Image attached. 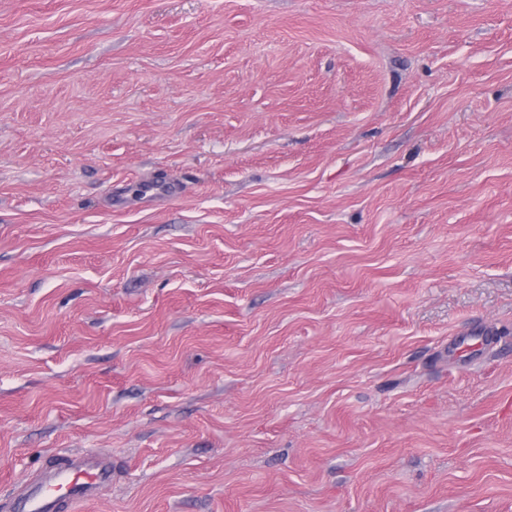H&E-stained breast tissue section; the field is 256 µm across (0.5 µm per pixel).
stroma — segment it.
<instances>
[{"label": "stroma", "instance_id": "obj_1", "mask_svg": "<svg viewBox=\"0 0 512 512\" xmlns=\"http://www.w3.org/2000/svg\"><path fill=\"white\" fill-rule=\"evenodd\" d=\"M76 449L512 512V0H0V498Z\"/></svg>", "mask_w": 512, "mask_h": 512}]
</instances>
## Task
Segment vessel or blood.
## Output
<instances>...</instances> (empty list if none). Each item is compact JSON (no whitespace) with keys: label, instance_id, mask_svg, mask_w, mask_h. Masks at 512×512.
Segmentation results:
<instances>
[{"label":"vessel or blood","instance_id":"vessel-or-blood-1","mask_svg":"<svg viewBox=\"0 0 512 512\" xmlns=\"http://www.w3.org/2000/svg\"><path fill=\"white\" fill-rule=\"evenodd\" d=\"M111 481L112 460L108 455H66L27 484L11 507L13 512H61L65 506L94 499Z\"/></svg>","mask_w":512,"mask_h":512}]
</instances>
